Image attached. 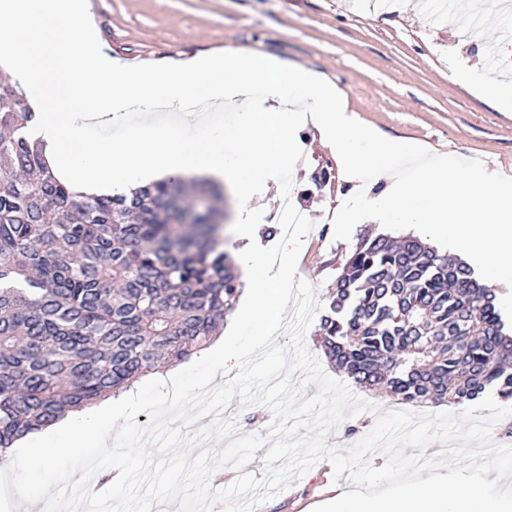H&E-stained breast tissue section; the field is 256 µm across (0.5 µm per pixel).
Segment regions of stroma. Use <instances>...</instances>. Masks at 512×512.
<instances>
[{"instance_id":"35a3bbf8","label":"stroma","mask_w":512,"mask_h":512,"mask_svg":"<svg viewBox=\"0 0 512 512\" xmlns=\"http://www.w3.org/2000/svg\"><path fill=\"white\" fill-rule=\"evenodd\" d=\"M90 14L114 56L131 63L232 47L261 52L325 74L347 96L359 121L382 135L453 152L512 179V112H501L463 85L458 72L478 69L487 79L508 77L496 57L512 54V15L484 12V38L476 48L454 44L442 0L420 12L415 0H396L382 16L347 0H89ZM293 173L295 202L315 217L297 261V276L318 286L319 300L341 274L346 256L367 232L397 238L420 235L416 226L351 224L337 237L328 216L345 194L334 177L326 185L316 169L335 167L313 126L298 130ZM322 462L255 512H313L331 485Z\"/></svg>"}]
</instances>
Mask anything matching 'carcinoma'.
<instances>
[{
  "instance_id": "carcinoma-1",
  "label": "carcinoma",
  "mask_w": 512,
  "mask_h": 512,
  "mask_svg": "<svg viewBox=\"0 0 512 512\" xmlns=\"http://www.w3.org/2000/svg\"><path fill=\"white\" fill-rule=\"evenodd\" d=\"M0 83V448L181 361L241 292L209 180L70 191ZM324 353L410 405L512 400V336L474 268L409 235H363L320 317Z\"/></svg>"
}]
</instances>
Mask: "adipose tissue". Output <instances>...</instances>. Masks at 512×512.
Here are the masks:
<instances>
[{
  "instance_id": "obj_1",
  "label": "adipose tissue",
  "mask_w": 512,
  "mask_h": 512,
  "mask_svg": "<svg viewBox=\"0 0 512 512\" xmlns=\"http://www.w3.org/2000/svg\"><path fill=\"white\" fill-rule=\"evenodd\" d=\"M0 62L27 88L33 134L44 141L56 175L77 191L124 194L154 176L206 178L233 188L239 200L234 254L244 287L233 327L208 350L225 372L238 370L249 352L266 345L288 303L297 244L282 240L281 266L269 270L254 242L255 202L273 173L292 165L303 123L318 129L346 181H359L370 169L385 183L375 198L352 192L337 224L372 208L391 223L432 228L454 252L486 255L494 269L512 272V187L452 155L358 123L343 91L303 65L228 49L132 66L100 41L86 0H0ZM106 74L112 86L105 92ZM193 104L224 108L231 119L199 128ZM132 105L145 114L140 126L119 141L91 139L92 130L119 120ZM166 110L170 119H160ZM229 152L235 161L228 166ZM126 404L113 398L24 436L22 447L0 449V466L39 446L89 447Z\"/></svg>"
}]
</instances>
